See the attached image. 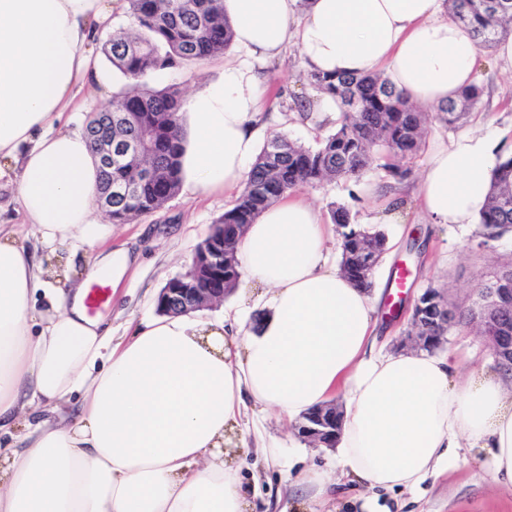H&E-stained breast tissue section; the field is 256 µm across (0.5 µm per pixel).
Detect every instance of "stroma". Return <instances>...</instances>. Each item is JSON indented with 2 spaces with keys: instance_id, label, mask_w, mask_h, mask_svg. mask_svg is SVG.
<instances>
[{
  "instance_id": "stroma-1",
  "label": "stroma",
  "mask_w": 512,
  "mask_h": 512,
  "mask_svg": "<svg viewBox=\"0 0 512 512\" xmlns=\"http://www.w3.org/2000/svg\"><path fill=\"white\" fill-rule=\"evenodd\" d=\"M109 8L112 23L98 30L92 44L94 56L102 60L103 79L78 95L79 109L70 123L74 129L84 128L87 116L108 106L113 94L127 85L125 78L102 59L104 42L130 26L126 0H109ZM241 55L233 45L224 53L148 76L145 82L151 87L174 84L188 93L203 81L216 78L225 59ZM257 69L266 86L260 121L267 124L268 134L282 133L314 148L334 131L335 122L309 126L296 118L295 99L312 101L319 95L309 82L296 48H288L277 60L258 64ZM475 70L484 96L463 124L445 125L434 106H422L425 139L419 154L407 163L411 170L408 185L418 183L435 144L450 142L476 125L485 126L503 137L505 144H512V68L497 59L495 49L481 47ZM14 175L13 166H0V219L11 224L19 243L31 248L37 243V232L18 210ZM387 182L385 171L374 163L358 182L323 181L300 187L298 194L325 213L331 204L346 206L355 223L384 233L387 249L373 270L372 294L391 288V274L397 266L408 268L410 286L400 309L392 311L383 304L378 307L379 344L384 352L395 353L400 339L411 329V309L423 290L432 286L442 291L450 304H468L481 278L498 264L512 260V235L480 247L477 225L433 223L421 214L412 197L402 206L400 218H392ZM236 198L233 192L206 198L180 193L152 214L113 225V249L130 248L141 254L140 266L126 275L103 309L112 324L114 340L122 339L127 320L155 315L160 289L187 270L196 246L209 234L215 220L233 207ZM419 236L428 240L426 253L420 257L407 249L408 242ZM233 439L246 441L251 450L241 463L240 476L252 512H307L311 507L316 512H363L369 499L377 512H512V490L490 485L483 466L485 455L474 449H460L448 473L428 478L417 489L372 491L345 475L336 449L302 441L293 426L280 421L274 412L245 408L234 427ZM264 445L277 448L276 459H264L260 452ZM311 467L324 469L336 483L331 496L314 504L295 483L299 472Z\"/></svg>"
}]
</instances>
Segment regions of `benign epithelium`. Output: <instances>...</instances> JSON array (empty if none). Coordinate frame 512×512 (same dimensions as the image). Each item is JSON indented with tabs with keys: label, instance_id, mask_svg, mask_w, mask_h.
<instances>
[{
	"label": "benign epithelium",
	"instance_id": "1",
	"mask_svg": "<svg viewBox=\"0 0 512 512\" xmlns=\"http://www.w3.org/2000/svg\"><path fill=\"white\" fill-rule=\"evenodd\" d=\"M104 131H88L100 164L112 167V115H107ZM152 152L150 134L142 131L127 143L122 159L139 166L145 177L155 175L149 162ZM233 256L232 241L224 240V225L215 224L210 234L197 245L185 275L170 279L161 289L157 309L168 314H187L224 301L237 280L224 275V260ZM472 314L495 363L512 365V328L507 320L512 310V288H478ZM414 324L410 333L413 346L433 350L446 339L454 322V308L442 292L427 288L415 301ZM341 410L336 404L321 405L305 413L295 426L297 435L314 445L335 447L340 434Z\"/></svg>",
	"mask_w": 512,
	"mask_h": 512
}]
</instances>
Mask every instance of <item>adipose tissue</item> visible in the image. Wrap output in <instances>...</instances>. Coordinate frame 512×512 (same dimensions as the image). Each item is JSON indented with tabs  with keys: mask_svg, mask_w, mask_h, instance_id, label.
<instances>
[{
	"mask_svg": "<svg viewBox=\"0 0 512 512\" xmlns=\"http://www.w3.org/2000/svg\"><path fill=\"white\" fill-rule=\"evenodd\" d=\"M233 42L273 59L295 45L309 72L385 71L412 101L437 105L474 81L477 46L445 0H224ZM109 20L104 0H0V162L42 247L91 254L86 279L50 274L0 224V512H248L224 448L243 408L292 423L344 400L343 470L368 488H417L461 448L485 450L512 490V387L496 371L467 376L451 354L382 353L376 299L330 259L331 225L302 197H283L236 245L261 316L130 321L113 340L84 305L94 278L118 287L134 253L107 245L96 219L98 162L59 122L100 71L89 46ZM264 90L246 63L225 64L191 94L181 187L239 191L259 153L253 121ZM499 141L459 136L429 156L421 211L471 224L487 202ZM46 308H38V298ZM47 410L20 430L21 415Z\"/></svg>",
	"mask_w": 512,
	"mask_h": 512,
	"instance_id": "adipose-tissue-1",
	"label": "adipose tissue"
}]
</instances>
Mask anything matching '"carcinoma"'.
Wrapping results in <instances>:
<instances>
[{
  "label": "carcinoma",
  "instance_id": "carcinoma-1",
  "mask_svg": "<svg viewBox=\"0 0 512 512\" xmlns=\"http://www.w3.org/2000/svg\"><path fill=\"white\" fill-rule=\"evenodd\" d=\"M136 26L132 35L112 36L103 47L107 60L134 87L112 96V142L118 143L140 130L137 121L156 125L165 140L151 157L156 179L145 180L134 165L99 168L98 191L112 189V223L123 224L151 214L180 189L182 131L179 112L183 91L175 84L148 87L140 80L194 60L223 52L232 44L233 32L224 17L222 0H126ZM454 20L468 26L479 46L490 47L512 24V0H448ZM321 92L340 101L343 110L336 131L315 149L305 148L287 136L275 134L262 147L234 206L216 223L224 232L234 224H251L270 204L298 188L332 179L356 180L364 173L372 153L380 151L383 169L400 183L410 170L400 162L419 151L424 137L421 112L409 96L380 73L329 77L310 74ZM483 89L473 84L456 100L437 106L444 122L453 125L481 103ZM130 113L133 122L118 123ZM331 218L341 228V269L357 287L368 289L364 269L373 268L385 250L380 232L370 233L351 223L345 207L331 205ZM512 233V158L491 172L486 209L480 216V236L498 240Z\"/></svg>",
  "mask_w": 512,
  "mask_h": 512
}]
</instances>
